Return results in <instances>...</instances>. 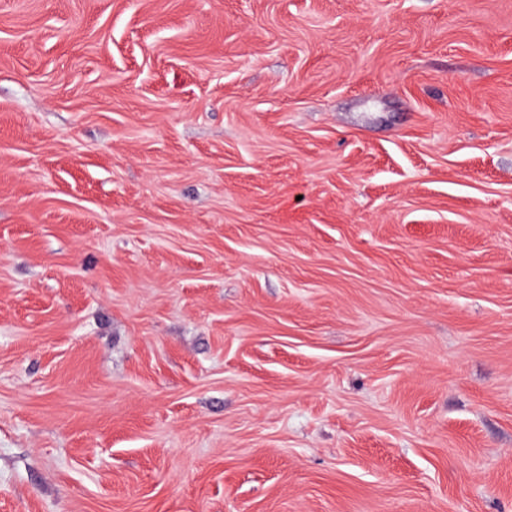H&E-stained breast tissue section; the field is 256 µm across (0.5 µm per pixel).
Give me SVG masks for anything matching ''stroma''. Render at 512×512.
I'll use <instances>...</instances> for the list:
<instances>
[{"instance_id":"obj_1","label":"stroma","mask_w":512,"mask_h":512,"mask_svg":"<svg viewBox=\"0 0 512 512\" xmlns=\"http://www.w3.org/2000/svg\"><path fill=\"white\" fill-rule=\"evenodd\" d=\"M0 512H512V0H0Z\"/></svg>"}]
</instances>
